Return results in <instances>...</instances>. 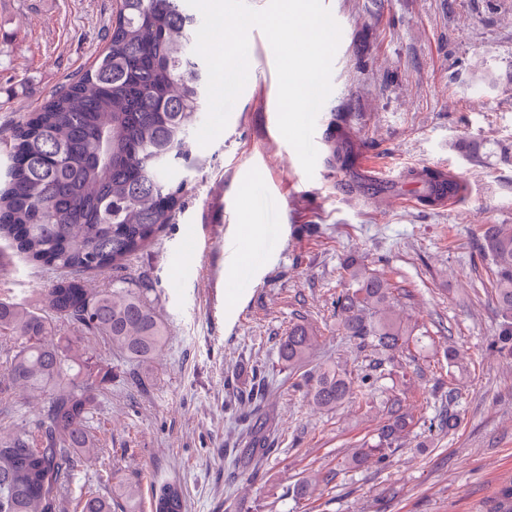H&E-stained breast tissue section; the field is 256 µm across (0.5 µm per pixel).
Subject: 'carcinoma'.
Returning <instances> with one entry per match:
<instances>
[{
	"label": "carcinoma",
	"mask_w": 512,
	"mask_h": 512,
	"mask_svg": "<svg viewBox=\"0 0 512 512\" xmlns=\"http://www.w3.org/2000/svg\"><path fill=\"white\" fill-rule=\"evenodd\" d=\"M196 19L182 0H116L106 53L98 64L30 113L12 132L6 179L0 188V239L55 274L33 305L0 297V351L6 367L0 399L22 389L42 406L29 426L0 421V512H129L143 480L120 479L112 495L84 487L65 510L62 490L87 461L109 456L95 419L97 398L111 370L85 345L91 337L140 366L165 348L169 324L151 303V278L123 274L105 288H85L80 275L125 268L181 209L186 182L177 167H202L193 133L204 105L205 80L191 49ZM422 186L419 200L433 206L444 188L437 171H410ZM494 265L492 297L499 316L491 348L512 359V224H489L480 244ZM346 287L336 294V325L379 363L423 347L425 334L396 312L405 289L354 259L342 267ZM72 328L64 335L61 326ZM313 325L300 321L277 346L280 364L300 373L318 409L373 402L378 378L357 379L339 365L309 369L319 347ZM406 399L390 398L374 433L346 460L350 469L383 464L423 421L448 433L459 416L417 415ZM268 452L262 427L250 429L243 457ZM182 485L152 481V512H184Z\"/></svg>",
	"instance_id": "cac0c4a2"
}]
</instances>
